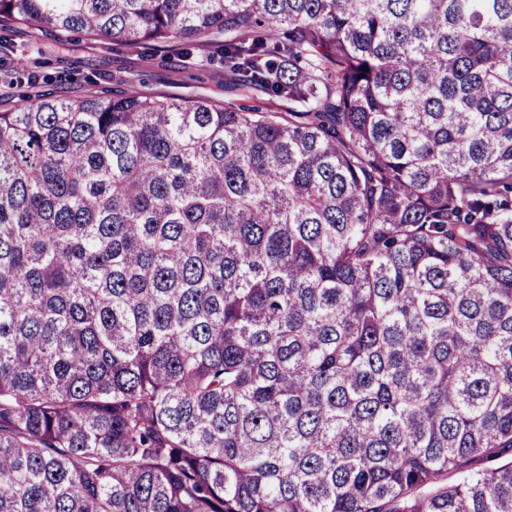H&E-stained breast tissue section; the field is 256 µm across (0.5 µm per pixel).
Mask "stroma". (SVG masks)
Listing matches in <instances>:
<instances>
[{"instance_id":"obj_1","label":"stroma","mask_w":512,"mask_h":512,"mask_svg":"<svg viewBox=\"0 0 512 512\" xmlns=\"http://www.w3.org/2000/svg\"><path fill=\"white\" fill-rule=\"evenodd\" d=\"M160 51L143 45L135 49L94 41L81 35L44 33L24 26L0 29V112L20 101L14 80L26 71L38 90L67 98L92 93L109 97L119 91L170 93L206 97L218 102L239 101L224 87V62L205 46L189 58L160 65Z\"/></svg>"}]
</instances>
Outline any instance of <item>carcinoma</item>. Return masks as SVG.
I'll list each match as a JSON object with an SVG mask.
<instances>
[{"label": "carcinoma", "mask_w": 512, "mask_h": 512, "mask_svg": "<svg viewBox=\"0 0 512 512\" xmlns=\"http://www.w3.org/2000/svg\"><path fill=\"white\" fill-rule=\"evenodd\" d=\"M4 25L203 41L288 110L0 112V512H512V0Z\"/></svg>", "instance_id": "obj_1"}]
</instances>
